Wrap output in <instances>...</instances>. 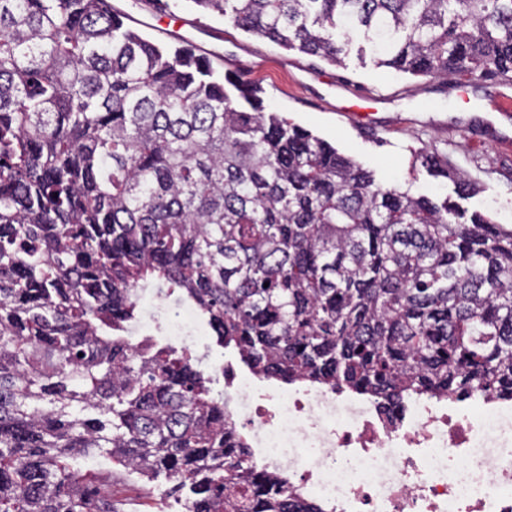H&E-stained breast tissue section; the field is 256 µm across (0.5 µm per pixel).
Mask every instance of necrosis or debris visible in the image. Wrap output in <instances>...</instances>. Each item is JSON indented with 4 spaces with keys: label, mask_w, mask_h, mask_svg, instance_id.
I'll use <instances>...</instances> for the list:
<instances>
[{
    "label": "necrosis or debris",
    "mask_w": 512,
    "mask_h": 512,
    "mask_svg": "<svg viewBox=\"0 0 512 512\" xmlns=\"http://www.w3.org/2000/svg\"><path fill=\"white\" fill-rule=\"evenodd\" d=\"M204 344L197 309L177 304L164 326ZM224 409L257 473L326 512H512V400L475 406L421 394L388 407L344 387L262 385L232 362L212 364Z\"/></svg>",
    "instance_id": "obj_1"
}]
</instances>
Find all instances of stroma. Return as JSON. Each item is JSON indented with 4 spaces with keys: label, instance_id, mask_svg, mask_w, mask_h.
<instances>
[{
    "label": "stroma",
    "instance_id": "35a3bbf8",
    "mask_svg": "<svg viewBox=\"0 0 512 512\" xmlns=\"http://www.w3.org/2000/svg\"><path fill=\"white\" fill-rule=\"evenodd\" d=\"M165 2L172 14L159 18V27H173L177 14L194 20L190 38L236 58L241 81L261 88L267 110L283 113L326 140L372 171L380 183L415 196L454 195L453 182L433 178L421 163L426 154L448 158L475 185L463 207L512 228V144L485 135L477 125L489 110L485 97L495 90V81L460 87L439 75L398 74L376 67L353 45L343 64L332 66L255 38L222 16L202 11L192 0ZM360 86L382 91L385 100L357 99L354 90ZM362 107L376 113V130H362L347 120V113ZM75 465L102 494L113 495L119 512H182L181 504L169 496L165 479L127 474L98 455L77 458Z\"/></svg>",
    "mask_w": 512,
    "mask_h": 512
}]
</instances>
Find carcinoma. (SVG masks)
<instances>
[{
    "instance_id": "cac0c4a2",
    "label": "carcinoma",
    "mask_w": 512,
    "mask_h": 512,
    "mask_svg": "<svg viewBox=\"0 0 512 512\" xmlns=\"http://www.w3.org/2000/svg\"><path fill=\"white\" fill-rule=\"evenodd\" d=\"M192 2L335 65L356 35L412 76L512 79V0ZM151 287L266 377L512 399V229L378 183L107 0H0V512H118L70 470L94 453L185 512H322L250 470L192 349L129 343Z\"/></svg>"
}]
</instances>
